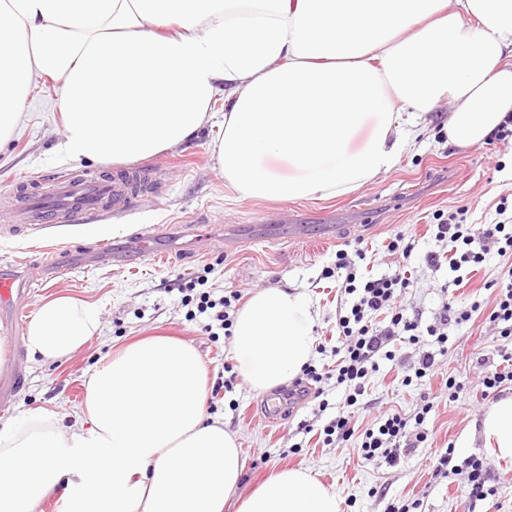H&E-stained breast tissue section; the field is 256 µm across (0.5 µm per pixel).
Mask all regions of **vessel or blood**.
Masks as SVG:
<instances>
[{
  "label": "vessel or blood",
  "mask_w": 512,
  "mask_h": 512,
  "mask_svg": "<svg viewBox=\"0 0 512 512\" xmlns=\"http://www.w3.org/2000/svg\"><path fill=\"white\" fill-rule=\"evenodd\" d=\"M141 172L127 173L121 179L65 174L55 178L51 192L30 196L19 217L23 224H62L84 222L100 213L129 208L128 188L140 182Z\"/></svg>",
  "instance_id": "b4317fda"
}]
</instances>
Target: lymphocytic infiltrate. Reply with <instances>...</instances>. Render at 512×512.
I'll list each match as a JSON object with an SVG mask.
<instances>
[{
  "mask_svg": "<svg viewBox=\"0 0 512 512\" xmlns=\"http://www.w3.org/2000/svg\"><path fill=\"white\" fill-rule=\"evenodd\" d=\"M466 210L459 209L439 220L432 227L435 241L450 245L449 252L429 251L425 255L427 264L437 265L448 262L452 271H460L465 266L483 264L490 252L506 255L512 250V224L496 222L476 228L467 222ZM367 253L358 248L349 252L336 253V281L341 292L353 296L354 302L345 315L336 321V331L342 336L341 347L337 348L336 366L329 373L322 374L315 367H305L307 378L319 382L324 376L335 377L337 385L343 386L346 396L340 403L335 416L329 420L323 432L326 442L343 443L353 439L352 409L366 393L367 378L380 368L381 361L397 358L396 344L402 343L417 347L415 359L409 364L416 382H424L432 376L435 367V354L421 350L422 337H433L439 346H447L448 325H461L471 320L473 312L461 307L455 301L443 305L438 320L423 323L421 317H408L400 305L402 297L413 288L411 273L404 265L394 273L379 277H358L357 261L366 260ZM200 278H193L184 284L185 293L182 305L195 306L198 314L210 315L218 329L230 331L233 322L228 310L233 302L239 301V294L233 293L218 299L210 292L200 290ZM386 317V324H379V317ZM434 402L425 399L415 416L393 412L380 420L377 428L366 430L358 440L357 452L368 461L384 458L397 462L402 455L411 453L428 440L418 427L432 411ZM434 472L438 475L457 476L468 492L469 504L486 500L492 489L488 485L489 472L482 458L471 456L463 462H455L452 450L437 453Z\"/></svg>",
  "mask_w": 512,
  "mask_h": 512,
  "instance_id": "f902f5d3",
  "label": "lymphocytic infiltrate"
}]
</instances>
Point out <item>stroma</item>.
Listing matches in <instances>:
<instances>
[{"instance_id": "35a3bbf8", "label": "stroma", "mask_w": 512, "mask_h": 512, "mask_svg": "<svg viewBox=\"0 0 512 512\" xmlns=\"http://www.w3.org/2000/svg\"><path fill=\"white\" fill-rule=\"evenodd\" d=\"M57 85L34 79L25 116L15 136L0 146V275H18L24 267H44L41 286L22 296L19 306L0 304V345L6 362L0 365V425L20 421L44 408L64 414L80 406L88 376L112 352L134 339L164 334L191 341L207 363L210 381L224 377L231 363L232 339L211 340L202 320L186 318L178 279L205 275L214 296L239 292L250 297L260 288L295 286L304 289L318 309L313 331L321 344L311 363L335 365L338 344L336 315L341 293L335 279L324 277L336 261L337 250L363 238L371 262L363 276L395 270L386 245L392 234L418 236L409 268L414 286L402 305L432 323L448 297L460 306L478 304L470 322L449 326L448 351L437 356L431 387L435 408L421 426L428 445L402 457L397 465L358 457L353 442L325 445L322 428L336 414L342 394L325 381L319 411L313 391L295 390L286 382L280 394H292L295 407L271 423L259 412L262 395L242 378L215 398V412L236 432L247 468L237 490L250 493L277 470L304 469L335 490L342 512H386L390 504L417 503L416 512H467L464 487L456 477L435 475L432 450L454 447V458L482 457L490 472L493 496L478 502L476 512H512V461L496 458L483 446L478 426L489 407L481 395L484 370L499 364L505 340L487 315L496 292L491 281L512 267V255L491 257L454 284L448 267L428 266L423 256L436 247L425 239L436 214L467 209L472 224L496 222L499 202L512 207V145L497 142L471 148L449 143L444 129L448 105L421 122V132L394 169L335 198L309 197L288 202L240 198L226 184L210 154L218 126L205 127L178 148L142 161L150 176L126 214L113 215L119 232L105 236L93 224H14L9 209L23 180L49 186L57 173L117 175L118 165L71 161L56 150L61 120L56 106ZM155 239L156 255L141 256V237ZM65 293L93 303L101 331L68 361L32 362L22 336L40 303ZM408 369L381 361L364 396L365 405L353 413L356 433L375 427L386 411L413 414L421 405L423 387L404 385ZM462 382L457 401H449L447 378Z\"/></svg>"}]
</instances>
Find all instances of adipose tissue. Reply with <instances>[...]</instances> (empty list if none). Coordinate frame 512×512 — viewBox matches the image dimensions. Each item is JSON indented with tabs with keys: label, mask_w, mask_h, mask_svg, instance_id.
Instances as JSON below:
<instances>
[{
	"label": "adipose tissue",
	"mask_w": 512,
	"mask_h": 512,
	"mask_svg": "<svg viewBox=\"0 0 512 512\" xmlns=\"http://www.w3.org/2000/svg\"><path fill=\"white\" fill-rule=\"evenodd\" d=\"M59 86L65 158L131 164L195 137L247 199L332 198L393 169L417 121L452 106L449 143L483 144L512 115V0H0V142L22 121L32 75ZM303 293L256 290L232 358L266 393L314 354ZM100 331L97 308L57 294L27 324L32 360H68ZM192 342L122 347L87 381L74 425L54 412L0 427V512H224L247 462L209 414ZM485 447L512 458V396L484 413ZM237 512H341V498L284 468Z\"/></svg>",
	"instance_id": "ef3b65f1"
}]
</instances>
